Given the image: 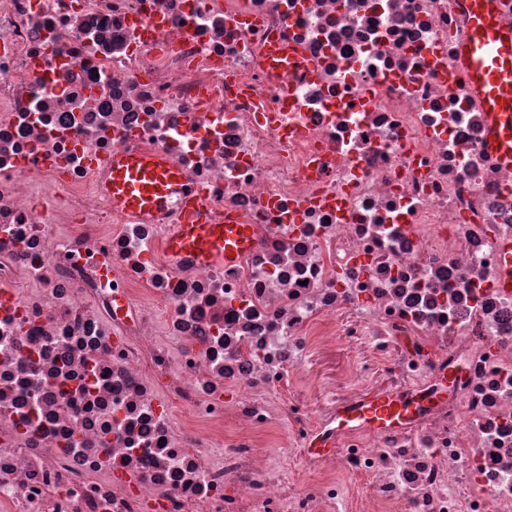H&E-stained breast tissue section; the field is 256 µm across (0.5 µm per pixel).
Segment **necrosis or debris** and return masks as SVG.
Instances as JSON below:
<instances>
[{"label":"necrosis or debris","instance_id":"1","mask_svg":"<svg viewBox=\"0 0 512 512\" xmlns=\"http://www.w3.org/2000/svg\"><path fill=\"white\" fill-rule=\"evenodd\" d=\"M462 2L0 0V512H512V166ZM132 149L254 225L241 263L98 192ZM343 340L371 356L324 381ZM448 371L336 430L372 375ZM433 398V394L372 395L359 404L343 408L336 418V429L353 426L384 430L401 428Z\"/></svg>","mask_w":512,"mask_h":512}]
</instances>
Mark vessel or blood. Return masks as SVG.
I'll list each match as a JSON object with an SVG mask.
<instances>
[{"mask_svg": "<svg viewBox=\"0 0 512 512\" xmlns=\"http://www.w3.org/2000/svg\"><path fill=\"white\" fill-rule=\"evenodd\" d=\"M469 34L461 48L471 93L483 103L490 124V146L497 160L512 163V29L499 25L496 0H465ZM98 190L112 205L145 218L167 213L172 200L197 209L202 192L182 176L166 154L122 151L113 155ZM254 244V228L226 218L212 224L199 219L194 224L166 227L164 249L173 262L234 264ZM430 400L426 394L372 395L339 411L336 426L384 430L401 428Z\"/></svg>", "mask_w": 512, "mask_h": 512, "instance_id": "vessel-or-blood-1", "label": "vessel or blood"}]
</instances>
